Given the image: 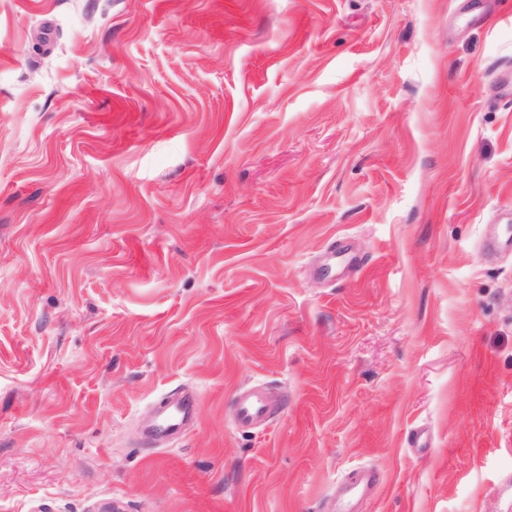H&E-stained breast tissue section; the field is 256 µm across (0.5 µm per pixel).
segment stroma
I'll return each instance as SVG.
<instances>
[{
  "instance_id": "obj_1",
  "label": "stroma",
  "mask_w": 512,
  "mask_h": 512,
  "mask_svg": "<svg viewBox=\"0 0 512 512\" xmlns=\"http://www.w3.org/2000/svg\"><path fill=\"white\" fill-rule=\"evenodd\" d=\"M509 225L512 0H0V512H500ZM237 424L242 428H250L258 423H267L274 412L265 396L254 389L244 390L237 394ZM197 397L186 391L174 397L162 398L155 404L156 422L149 433L174 438L191 429L197 421ZM381 482L380 473L372 467H363L351 473L346 483L350 491L359 487L378 488Z\"/></svg>"
}]
</instances>
